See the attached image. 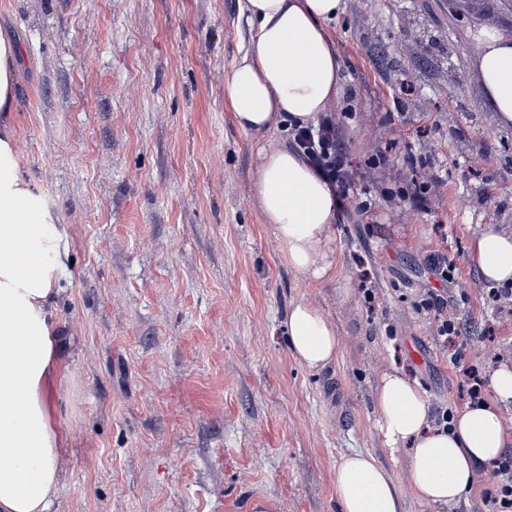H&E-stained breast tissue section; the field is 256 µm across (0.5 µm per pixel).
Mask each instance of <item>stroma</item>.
<instances>
[{
  "label": "stroma",
  "instance_id": "obj_1",
  "mask_svg": "<svg viewBox=\"0 0 512 512\" xmlns=\"http://www.w3.org/2000/svg\"><path fill=\"white\" fill-rule=\"evenodd\" d=\"M468 3L346 0L330 26L348 89L332 109H355L341 141L373 188L368 212L353 197L336 220L342 301L280 259L251 193L252 140L224 102L249 40L237 0H0L24 58L18 150L72 239L55 512H339L336 465L351 451L389 466L405 512H440L414 498L407 450L383 447L372 392L393 364L432 407L464 406L417 306L442 285L432 257L456 267L469 360L512 344V307L489 306L470 258L480 230L512 231V129L471 71L480 28L512 33V0H488V21ZM411 154L416 174L443 179L425 209L381 196L414 174ZM301 299L340 332L318 373L283 331Z\"/></svg>",
  "mask_w": 512,
  "mask_h": 512
}]
</instances>
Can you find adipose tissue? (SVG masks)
I'll return each instance as SVG.
<instances>
[{"label":"adipose tissue","instance_id":"adipose-tissue-1","mask_svg":"<svg viewBox=\"0 0 512 512\" xmlns=\"http://www.w3.org/2000/svg\"><path fill=\"white\" fill-rule=\"evenodd\" d=\"M345 0H238L250 45L224 77L235 125L255 139L252 192L285 264L304 280H337L335 190L287 143L280 128L317 124L345 97L342 62L328 24ZM18 41L0 36V512H53L62 486L67 431L58 422L53 381L66 368L58 330L62 283L69 275V227L51 199L26 178L13 121ZM471 66L498 126L512 128V36L479 31ZM484 281L512 284V233L488 228L472 245ZM285 334L295 359L322 371L339 355L334 320L314 301L289 309ZM493 400L466 406L451 429L433 423L419 385L382 370L372 393L385 448L409 451L414 495L434 506H460L485 467L512 451L500 408L512 403V365L490 378ZM340 512H405L390 469L374 454L353 451L336 466Z\"/></svg>","mask_w":512,"mask_h":512}]
</instances>
